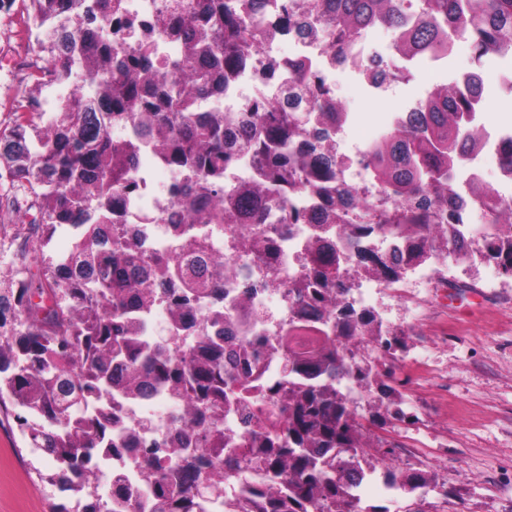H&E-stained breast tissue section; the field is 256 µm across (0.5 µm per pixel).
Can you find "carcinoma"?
<instances>
[{
  "instance_id": "obj_1",
  "label": "carcinoma",
  "mask_w": 512,
  "mask_h": 512,
  "mask_svg": "<svg viewBox=\"0 0 512 512\" xmlns=\"http://www.w3.org/2000/svg\"><path fill=\"white\" fill-rule=\"evenodd\" d=\"M57 0H21L26 23L46 65L30 74L12 125L0 131V224L12 213L36 210L20 251L44 253L62 228H71L68 254L43 259L32 269L15 268V286L0 288V412L14 417L26 447L52 462L36 471L44 486L67 493L53 512H113L112 493L87 472L112 468L124 458L131 428L112 404L133 401L151 389L184 399L188 411L167 449L170 467L142 449L138 473L152 487L142 503L121 491L127 512H205L221 494L224 460L247 473L265 470L267 487L253 491L261 512H387L363 506L351 476L381 472L395 490L430 488L421 471L379 468L393 460L394 446L369 444L358 394L394 375L403 337L383 331L368 309L347 300L357 278L387 285L404 278L411 265L433 259L446 265L475 257L494 263L512 279V207L483 186L469 189L483 227L464 235L454 223L448 181L454 168L479 144L470 124L474 98L454 82L436 86L405 123L372 143L366 167L395 198L390 215L369 209L364 221L347 224L346 198L336 157L327 144L336 109L333 98L311 110L288 109L275 82L280 63H268L263 89L249 104L250 117L199 112L201 99H219L236 77L257 38L268 35L258 12L270 0H166L155 29L175 41L180 54L169 69L154 68L147 45L112 39L114 29L133 27L120 17L121 0H69L56 20ZM404 0H306L297 15L282 3L281 24L300 36L320 37L338 50L368 28L383 24L396 49L409 56L458 42L469 45L473 66L493 53L512 55V0H416L411 24ZM116 126L128 128L115 140ZM160 147L169 167L184 175L183 220L173 225V255H148L137 234L113 217L115 192L134 187L143 147ZM257 163L254 178L224 187V172L240 155ZM315 186L321 192L317 218L321 247L308 251L304 269L288 280V298L300 307L278 345L288 350L284 380L269 388L280 402L284 427L256 430L247 441L224 442V388L249 381L256 357L246 352L224 367V341L203 333L192 318L193 303L211 299L220 313L224 289L208 277L222 261L211 249L212 233H225L248 259L272 257L276 246L262 224L276 211L284 224L306 219L289 207L288 195ZM391 236L402 252L384 254L365 245ZM357 252L349 262L345 248ZM169 306L175 330L196 332L194 345L173 350L140 335L129 312L147 315ZM331 336L310 351L294 350V337ZM375 450L379 458L370 456Z\"/></svg>"
}]
</instances>
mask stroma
Masks as SVG:
<instances>
[{
  "instance_id": "1",
  "label": "stroma",
  "mask_w": 512,
  "mask_h": 512,
  "mask_svg": "<svg viewBox=\"0 0 512 512\" xmlns=\"http://www.w3.org/2000/svg\"><path fill=\"white\" fill-rule=\"evenodd\" d=\"M32 42L18 9L0 11V129L10 127L33 66L44 63L32 54ZM471 65L470 50L460 43L447 71H413L388 95L337 86L345 106L360 116L350 139L368 141L372 122L385 118L393 100L452 82ZM30 220L22 213L0 226V280L20 263L40 266L39 255L18 252L16 227ZM391 293L390 325L403 330L406 341L393 386L409 419L388 420L375 433L396 443V467L427 472L436 488L423 498L390 492L376 476L364 504L388 512H512V280L477 259L449 264L431 288L402 282ZM22 445L14 420L0 414V512H52L64 495L38 482L37 471L48 465Z\"/></svg>"
}]
</instances>
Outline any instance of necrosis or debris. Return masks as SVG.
<instances>
[{
    "label": "necrosis or debris",
    "instance_id": "necrosis-or-debris-1",
    "mask_svg": "<svg viewBox=\"0 0 512 512\" xmlns=\"http://www.w3.org/2000/svg\"><path fill=\"white\" fill-rule=\"evenodd\" d=\"M448 50H439L422 57H406L394 48L393 39L381 38L377 28H370L356 39L347 57H340L325 42L301 39L292 33H278L276 37L260 41L258 52L249 56L238 72L236 80L224 91L221 105L225 111H242L247 91L256 90L269 59L308 60L318 73L323 89L335 92L337 76L360 85L368 94L387 92L404 74L414 70L444 71L448 68ZM482 146L479 152L466 158L453 173L450 190L460 195L463 187L485 180L482 164L484 155H495L504 140L512 138V125L481 124ZM365 149L356 145L338 152L345 183L355 186L370 206L381 211L393 208V201L384 189L372 181L365 169ZM162 165L160 151L149 147L143 150L135 173L137 190L120 196L118 212L127 223L139 225L144 249L151 254H166L170 245V228L181 217L169 184L157 183L155 171ZM267 236L277 245V256L272 263L252 261L250 277H242L236 252L226 240L213 244L222 256L221 271L224 284V320L214 323L208 311H197L196 317L204 324L209 335H220L224 345L238 351L250 349L256 339L273 338L286 327L293 313V305L285 292L289 276L299 273L301 259L315 242L316 233L309 224H269ZM288 357L282 349H272L261 356L260 370L237 388L233 404L224 411V436L238 441L248 439L251 426L245 424L244 415L252 411L261 415L263 426L274 429L282 425L283 415L277 402L270 399L268 385L277 381ZM121 413L128 423L136 427L130 444L135 448H148L162 441L178 427V419L186 413L185 401L171 397L163 391L152 390L145 396L123 404Z\"/></svg>",
    "mask_w": 512,
    "mask_h": 512
}]
</instances>
